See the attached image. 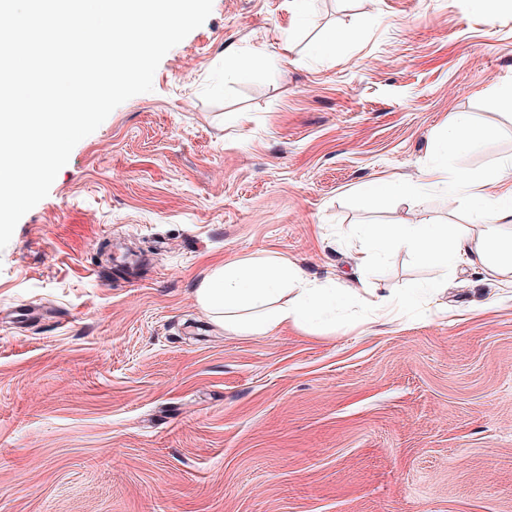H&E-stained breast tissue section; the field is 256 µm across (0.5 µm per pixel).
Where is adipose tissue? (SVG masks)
I'll list each match as a JSON object with an SVG mask.
<instances>
[{
	"label": "adipose tissue",
	"instance_id": "1",
	"mask_svg": "<svg viewBox=\"0 0 512 512\" xmlns=\"http://www.w3.org/2000/svg\"><path fill=\"white\" fill-rule=\"evenodd\" d=\"M487 129H477L467 114L452 118L440 139L443 162L432 167L423 180H380L365 185L364 195L391 197L415 203L433 184L448 185L464 193L481 210L484 226L473 239L457 224L368 225L362 232L364 251L358 263L362 274L375 269L378 259L405 249L424 264L445 270L459 263L477 267L488 275L512 279V239L500 233L512 224V158L502 160L497 175L504 191L489 197L479 180L455 179L448 160L468 152L490 138ZM195 296L226 330L268 333L290 325L323 328L335 325L336 310L348 295L310 279L287 260L266 257L243 260L216 268L202 279Z\"/></svg>",
	"mask_w": 512,
	"mask_h": 512
}]
</instances>
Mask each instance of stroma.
Returning <instances> with one entry per match:
<instances>
[{
  "instance_id": "35a3bbf8",
  "label": "stroma",
  "mask_w": 512,
  "mask_h": 512,
  "mask_svg": "<svg viewBox=\"0 0 512 512\" xmlns=\"http://www.w3.org/2000/svg\"><path fill=\"white\" fill-rule=\"evenodd\" d=\"M243 56L267 64L233 77ZM509 84L512 0H213L0 250V512H512V288L401 250L368 287H441L391 320L357 272L368 224L480 235L445 185L357 191L422 178L465 113L495 135L451 168L495 192ZM274 255L350 289L335 328L235 333L198 304Z\"/></svg>"
}]
</instances>
